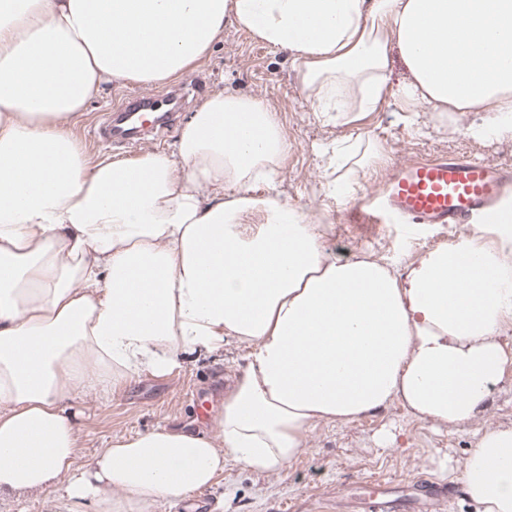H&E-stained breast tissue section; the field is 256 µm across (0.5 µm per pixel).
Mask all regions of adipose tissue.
I'll return each instance as SVG.
<instances>
[{
	"label": "adipose tissue",
	"instance_id": "ef3b65f1",
	"mask_svg": "<svg viewBox=\"0 0 512 512\" xmlns=\"http://www.w3.org/2000/svg\"><path fill=\"white\" fill-rule=\"evenodd\" d=\"M228 19L291 52L324 119L378 111L397 56L407 124L422 105L480 113L476 140L512 134V0H0V494L140 512L210 485L228 456L284 469L319 419L398 400L467 424L512 362V219L403 278L330 258L326 228L258 191L290 149L275 114L220 92L176 151L88 163L70 127L99 87L185 74ZM230 336L253 351L211 419L220 441L159 426L81 460L76 384L107 394ZM462 482L477 512H512V429L481 436Z\"/></svg>",
	"mask_w": 512,
	"mask_h": 512
}]
</instances>
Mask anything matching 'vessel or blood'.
<instances>
[{
	"label": "vessel or blood",
	"mask_w": 512,
	"mask_h": 512,
	"mask_svg": "<svg viewBox=\"0 0 512 512\" xmlns=\"http://www.w3.org/2000/svg\"><path fill=\"white\" fill-rule=\"evenodd\" d=\"M180 87L160 94L136 93L105 119L97 130L100 141L117 147L137 144L142 131L163 138L177 123L175 111ZM512 186V167L493 165L465 156L413 158L389 174L375 201H360L353 209L365 214L380 204L411 224H445L461 228L482 221L494 224L503 208L501 201Z\"/></svg>",
	"instance_id": "1"
}]
</instances>
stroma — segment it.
<instances>
[{
	"label": "stroma",
	"mask_w": 512,
	"mask_h": 512,
	"mask_svg": "<svg viewBox=\"0 0 512 512\" xmlns=\"http://www.w3.org/2000/svg\"><path fill=\"white\" fill-rule=\"evenodd\" d=\"M196 90L182 103L180 121L216 92L259 101L274 112L291 148L276 178L280 200L314 224H330L334 233L324 242L327 254L345 260L357 256L392 261L400 273L415 266L417 257L460 241L465 233L444 226H425L406 236L401 224H351L345 219L355 200L380 190L396 165L414 156L464 154L492 164L512 165V136L477 141L468 128L476 112H420L419 127L402 120L401 104L388 95L380 109L352 123L324 122L315 115L288 50L271 48L232 22L224 38L199 66L185 75ZM133 83L101 87L84 114L71 127L89 162L124 159L123 151L99 144L93 130L117 110ZM348 141L353 156L376 143L381 160L366 167L349 196L329 194L333 171L319 167L317 150ZM251 346L229 337L223 354H196L171 374H141L115 385L111 394L77 388L73 404L80 411L82 459L111 442L159 425L205 432L219 439L211 418L221 410L236 375L248 364ZM512 428V364L492 388L471 423L438 424L411 413L400 401L354 421L320 420L308 432L302 453L283 471L258 474L233 459L198 497L220 506L221 512H364L365 503L381 497L394 501L395 512H434L419 486L426 480L452 491L449 512H475L459 478L480 434Z\"/></svg>",
	"instance_id": "1"
}]
</instances>
